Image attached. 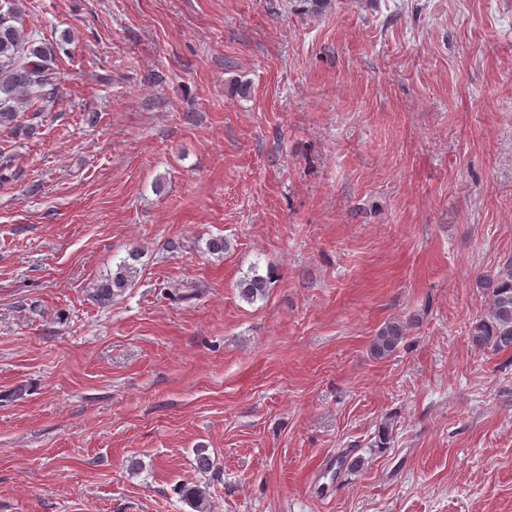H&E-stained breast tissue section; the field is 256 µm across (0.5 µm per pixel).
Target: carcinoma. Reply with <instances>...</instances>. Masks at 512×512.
<instances>
[{"mask_svg": "<svg viewBox=\"0 0 512 512\" xmlns=\"http://www.w3.org/2000/svg\"><path fill=\"white\" fill-rule=\"evenodd\" d=\"M24 12L23 0L0 3V127H20L24 113L38 118L43 111L45 88L54 85L55 72L50 66L52 50L38 45L23 26L18 24ZM127 264L118 266L109 284L99 296L108 297L113 290L128 287ZM268 278L257 270L237 284L240 297L252 304L265 297ZM486 298L484 315L472 322L469 343L477 351L512 352V260H508L478 281ZM413 324L402 318L386 321L370 343V354L377 360L392 356L410 336ZM194 512H210L206 491L198 486L182 489Z\"/></svg>", "mask_w": 512, "mask_h": 512, "instance_id": "carcinoma-1", "label": "carcinoma"}]
</instances>
